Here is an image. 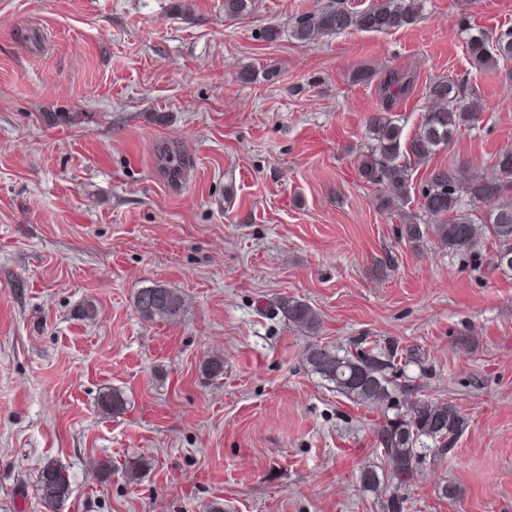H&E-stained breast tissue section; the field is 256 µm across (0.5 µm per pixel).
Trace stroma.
<instances>
[{
	"instance_id": "1",
	"label": "stroma",
	"mask_w": 512,
	"mask_h": 512,
	"mask_svg": "<svg viewBox=\"0 0 512 512\" xmlns=\"http://www.w3.org/2000/svg\"><path fill=\"white\" fill-rule=\"evenodd\" d=\"M332 2L229 19L224 0H0V512H47L50 461L70 476L58 512H384L389 485L360 481L378 414L304 366L308 337L269 311L283 294L319 312L318 341L419 350L406 376L466 415L455 448L423 453L406 512H512V272L413 250L356 171L396 68L416 75L394 107L408 134L429 80L479 91L482 121L435 163L487 171L512 148V62L476 69L464 43L512 26V0L296 40ZM167 140L188 164L176 187L155 164ZM154 284L185 296L179 319L139 317ZM110 389L125 405L107 415Z\"/></svg>"
}]
</instances>
